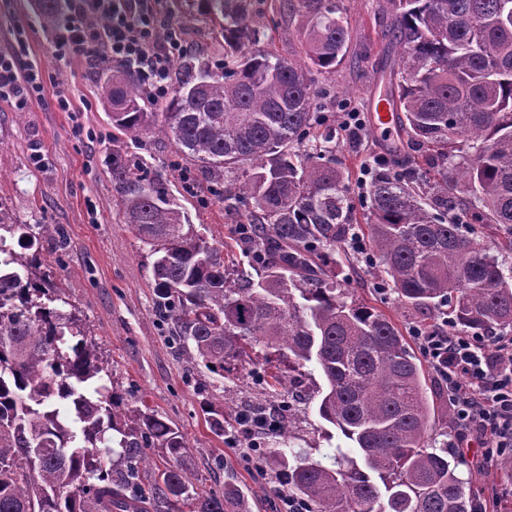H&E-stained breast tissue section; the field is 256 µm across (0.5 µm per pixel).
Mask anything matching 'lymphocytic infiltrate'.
<instances>
[{
	"label": "lymphocytic infiltrate",
	"mask_w": 512,
	"mask_h": 512,
	"mask_svg": "<svg viewBox=\"0 0 512 512\" xmlns=\"http://www.w3.org/2000/svg\"><path fill=\"white\" fill-rule=\"evenodd\" d=\"M187 48L183 29L161 23L152 0H64L53 40L57 58L125 66L156 103L167 97L172 68ZM45 86L37 63L0 53V100L21 108ZM413 334L448 391L458 444L475 435L492 453L512 456V334L460 332L444 322Z\"/></svg>",
	"instance_id": "obj_1"
}]
</instances>
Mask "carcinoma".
Segmentation results:
<instances>
[{
    "instance_id": "obj_1",
    "label": "carcinoma",
    "mask_w": 512,
    "mask_h": 512,
    "mask_svg": "<svg viewBox=\"0 0 512 512\" xmlns=\"http://www.w3.org/2000/svg\"><path fill=\"white\" fill-rule=\"evenodd\" d=\"M62 0H37L56 26ZM224 47L212 61L189 51L175 64L160 111L139 82L105 64L98 85L112 128L164 133L224 208L253 235L246 270L230 277L224 246L191 224L167 182L112 156L124 217L155 256V303L169 342L220 376L268 351L326 380L319 416L352 443L319 458L271 448L311 512H474L461 460L430 443L426 378L402 332L349 299L336 248L355 231L336 128L316 112L309 72L336 70L349 21L339 0H262L303 33L302 55L269 49L278 25L253 0H169ZM389 41L400 49L386 96L406 144L428 168L372 166L366 188L369 251L385 284L423 326L451 309L457 330L512 331V275L473 234L488 225L512 249V0H388ZM56 228L15 223L0 203V512H248L238 491L195 487L183 466L152 469L146 448L182 457L180 431L155 414L118 411L97 345L72 312L52 306L57 283L38 237ZM295 410L269 431L291 433Z\"/></svg>"
}]
</instances>
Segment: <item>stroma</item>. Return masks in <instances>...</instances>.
<instances>
[{
    "label": "stroma",
    "mask_w": 512,
    "mask_h": 512,
    "mask_svg": "<svg viewBox=\"0 0 512 512\" xmlns=\"http://www.w3.org/2000/svg\"><path fill=\"white\" fill-rule=\"evenodd\" d=\"M33 0H0V51H11L17 30L26 33L25 60L38 63L51 81L43 98L16 110L0 100V202L19 224H52L67 245L56 251L51 276L61 285L69 311L76 313L98 344L119 406L126 412H152L176 426L186 444L183 462L197 485L215 491L237 488L250 512H280L272 470H261L238 448L214 434L215 416L232 420L252 405L275 407L276 398L258 381L251 365L226 376L194 366L167 341L154 305L153 257L125 224L121 197L112 182L110 158L118 153L148 177L166 179L173 196L196 229L209 241L224 244L225 263L247 266L248 246L233 233L240 218L226 211L208 191L191 195L185 178L191 167L172 168L175 147L163 136L132 140L112 133V120L98 96V74L82 60L60 61L51 52V30L35 18ZM349 21L348 54L334 73L312 72L320 95V111L342 124L347 112L359 113L358 138L339 135L336 157L352 177L361 176L375 159L414 160L418 151L404 147L399 129L379 131L370 120L375 97L385 94L398 50L385 32L391 22L385 0H341ZM68 90L74 109L57 108L56 88ZM336 272L356 302L374 307L401 330L413 323L397 296L380 290L382 281L371 262L350 247L336 252ZM434 408L433 445L445 446L453 436L448 398L434 371L426 373ZM320 375H303L295 402L294 445L329 448L331 427L317 411ZM462 478L470 482L486 512H512V469L498 456H488L479 440L459 449Z\"/></svg>",
    "instance_id": "35a3bbf8"
}]
</instances>
